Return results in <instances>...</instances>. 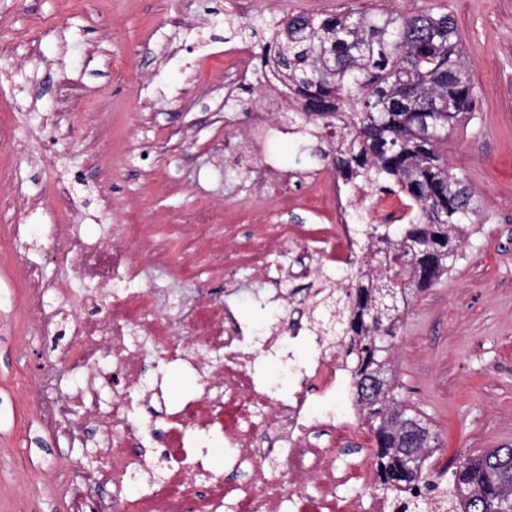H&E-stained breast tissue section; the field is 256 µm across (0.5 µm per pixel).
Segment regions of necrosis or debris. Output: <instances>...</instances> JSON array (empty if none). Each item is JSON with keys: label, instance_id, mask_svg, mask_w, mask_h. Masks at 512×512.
Returning a JSON list of instances; mask_svg holds the SVG:
<instances>
[{"label": "necrosis or debris", "instance_id": "4bbe7bcc", "mask_svg": "<svg viewBox=\"0 0 512 512\" xmlns=\"http://www.w3.org/2000/svg\"><path fill=\"white\" fill-rule=\"evenodd\" d=\"M14 211L48 208L56 215L49 242L70 276L49 280L34 267L20 273L25 310L38 332L64 334L60 362L48 365L82 377L72 395L44 406L47 428L85 437L95 428L98 468L83 472L73 489L80 512H386L370 492L368 465H339V437L370 446L357 410L336 405L346 383L344 365L325 350L293 368L286 391L272 392L258 368L267 348L249 344L230 305L211 289H198L179 320L158 310L144 265L174 266L178 279L201 275L228 282L241 268L275 287L284 266H274L273 243L291 239L286 224L263 225L248 251L238 249L224 225L223 208L199 204L172 239L153 236L146 224H111L101 240L86 238L77 219L85 204L68 182L56 180L44 196L19 192L0 198ZM188 238L178 253L173 239ZM309 249L328 274L361 256V243L331 205L320 237ZM86 280L83 288L73 279ZM112 366L102 369L103 356ZM179 365L198 377L196 394L166 401L160 366ZM113 394L102 409L99 391ZM157 406L156 423L139 419L140 406ZM225 448L226 474H213L207 450Z\"/></svg>", "mask_w": 512, "mask_h": 512}]
</instances>
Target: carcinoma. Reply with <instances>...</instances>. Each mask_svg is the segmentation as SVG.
I'll return each mask as SVG.
<instances>
[{
  "instance_id": "obj_1",
  "label": "carcinoma",
  "mask_w": 512,
  "mask_h": 512,
  "mask_svg": "<svg viewBox=\"0 0 512 512\" xmlns=\"http://www.w3.org/2000/svg\"><path fill=\"white\" fill-rule=\"evenodd\" d=\"M255 81L281 85L300 108L288 132L317 143L327 166L358 192L395 195L413 208L395 236L364 212L368 246L346 270L348 284L319 302L316 331L350 366L360 416L375 440V491L392 512H512V448L460 461L444 489L429 469L438 433L399 395L392 352L409 301L446 275L473 229L477 200L441 146L475 119L471 82L454 21L446 13L371 10L294 14L260 47ZM392 288L398 308L378 302ZM422 484L426 493H405Z\"/></svg>"
}]
</instances>
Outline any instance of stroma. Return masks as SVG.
<instances>
[{"label":"stroma","instance_id":"35a3bbf8","mask_svg":"<svg viewBox=\"0 0 512 512\" xmlns=\"http://www.w3.org/2000/svg\"><path fill=\"white\" fill-rule=\"evenodd\" d=\"M370 9L448 14L477 90V117L449 138L447 157L479 202V222L451 271L413 299L393 356L402 394L439 432L431 464L445 483L462 458L512 448V0H0V43L12 48L0 68L13 71L6 92L21 111L23 139L40 157L19 171L26 195L59 175L75 179L85 198L112 197L115 214L90 211L81 220L83 233L96 239L128 212L139 224L158 211L179 224L200 196L232 211L249 192L252 207L234 239L245 248L269 218L310 235L321 218L303 201L307 176L325 163L299 152L298 136L285 133L254 152L210 150L222 130L196 81L204 70L227 77L224 49L240 38L225 17L238 14L266 32L296 13ZM89 91L98 95L96 121L110 125L113 151L128 160L80 182L78 146L39 115ZM174 127L189 137L179 150H163L158 135ZM265 161L302 178L251 189L249 172ZM161 168L172 186L166 193L155 187ZM13 221L26 227L24 262L43 265L48 278L64 277L45 261L50 218L21 213ZM284 295L244 269L230 304L248 335L263 339L288 319ZM21 298L16 269L0 264V512H70L57 470L63 458L87 460V451L48 435L21 388L27 373L59 357L64 339L19 327Z\"/></svg>","mask_w":512,"mask_h":512}]
</instances>
